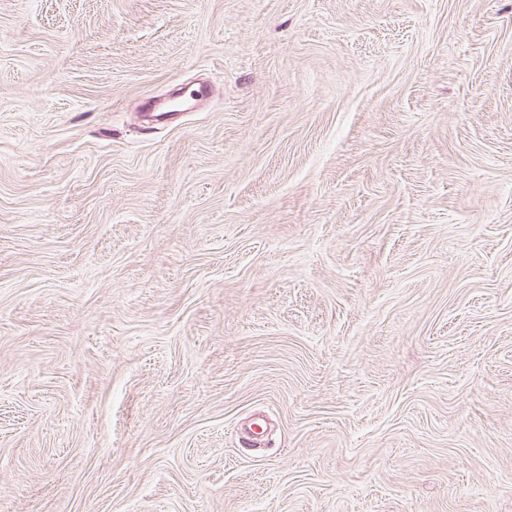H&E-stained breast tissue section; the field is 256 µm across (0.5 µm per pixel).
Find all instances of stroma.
<instances>
[{
	"label": "stroma",
	"instance_id": "1",
	"mask_svg": "<svg viewBox=\"0 0 512 512\" xmlns=\"http://www.w3.org/2000/svg\"><path fill=\"white\" fill-rule=\"evenodd\" d=\"M0 512H512V0H0Z\"/></svg>",
	"mask_w": 512,
	"mask_h": 512
}]
</instances>
